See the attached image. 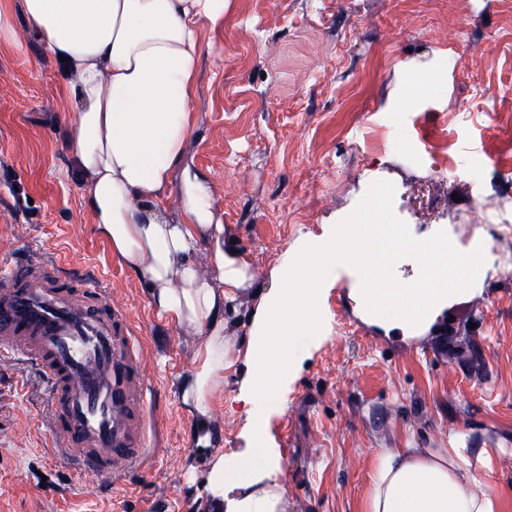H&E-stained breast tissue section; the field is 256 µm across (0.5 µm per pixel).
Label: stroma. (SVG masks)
<instances>
[{"instance_id":"obj_1","label":"stroma","mask_w":512,"mask_h":512,"mask_svg":"<svg viewBox=\"0 0 512 512\" xmlns=\"http://www.w3.org/2000/svg\"><path fill=\"white\" fill-rule=\"evenodd\" d=\"M0 36V258L58 257L104 280L143 350L152 419L145 467L120 483L85 475L52 449L38 372L0 358V512H218L179 384L191 338L167 327L112 256L70 172L63 73L13 0ZM193 169L252 265L230 334L243 336L256 289L301 242L347 217L449 250L478 251L421 334L393 304L369 317L346 270L321 284V330L292 336L286 377L260 418L229 379L213 397L218 448L260 429L282 457L286 512H358L389 448L464 449L512 506V196L489 154L512 140V0H224L206 26L193 103Z\"/></svg>"}]
</instances>
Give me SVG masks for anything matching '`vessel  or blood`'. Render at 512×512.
<instances>
[{
    "label": "vessel or blood",
    "mask_w": 512,
    "mask_h": 512,
    "mask_svg": "<svg viewBox=\"0 0 512 512\" xmlns=\"http://www.w3.org/2000/svg\"><path fill=\"white\" fill-rule=\"evenodd\" d=\"M0 356L32 363L49 388L56 444L84 473L118 479L146 459L142 352L90 273L35 256L0 269Z\"/></svg>",
    "instance_id": "b4317fda"
}]
</instances>
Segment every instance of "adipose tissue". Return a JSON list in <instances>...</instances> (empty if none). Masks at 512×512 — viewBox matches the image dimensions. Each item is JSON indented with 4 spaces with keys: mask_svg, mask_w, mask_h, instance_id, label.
Here are the masks:
<instances>
[{
    "mask_svg": "<svg viewBox=\"0 0 512 512\" xmlns=\"http://www.w3.org/2000/svg\"><path fill=\"white\" fill-rule=\"evenodd\" d=\"M23 13L44 52L62 61V105L71 110L67 148L85 186V208L112 254L146 289L169 323L192 334L194 367L181 389L197 420L196 439L212 443L211 399L227 376L242 373V398L261 396L275 380L274 352L299 329L318 333L319 288L308 259L324 268L371 271L372 228L341 224L308 242L301 255L271 274L259 293L246 349L227 335L252 282L240 253L224 247V227L212 223L210 197L196 178L185 181L182 207L170 204L171 181L185 166L196 127L192 110L203 30L224 18V0H23ZM207 251L209 266L199 261ZM431 282L374 288L362 280L354 299L366 314L393 303L407 329L430 326L451 290L447 246L437 243ZM272 450L247 442L214 455L207 489L225 512H285L288 488L266 483L280 468ZM487 477L456 448L381 451L363 512H505Z\"/></svg>",
    "mask_w": 512,
    "mask_h": 512,
    "instance_id": "1",
    "label": "adipose tissue"
}]
</instances>
